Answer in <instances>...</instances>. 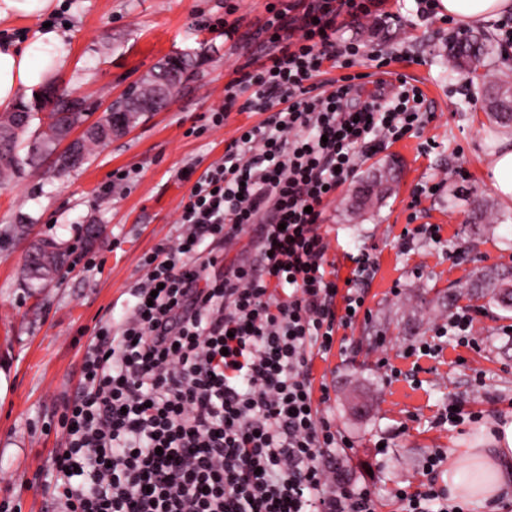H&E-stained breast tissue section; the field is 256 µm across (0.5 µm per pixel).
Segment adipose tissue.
Here are the masks:
<instances>
[{"mask_svg":"<svg viewBox=\"0 0 512 512\" xmlns=\"http://www.w3.org/2000/svg\"><path fill=\"white\" fill-rule=\"evenodd\" d=\"M438 7L469 27L512 13V0H439ZM65 55L62 35L50 28L24 45H0V107L12 106L24 89L47 84ZM488 439L489 447L461 448L448 460L449 486H466L467 502L478 507L512 489V420L500 421Z\"/></svg>","mask_w":512,"mask_h":512,"instance_id":"1","label":"adipose tissue"}]
</instances>
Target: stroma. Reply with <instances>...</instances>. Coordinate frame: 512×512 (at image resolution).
I'll list each match as a JSON object with an SVG mask.
<instances>
[{
  "instance_id": "obj_1",
  "label": "stroma",
  "mask_w": 512,
  "mask_h": 512,
  "mask_svg": "<svg viewBox=\"0 0 512 512\" xmlns=\"http://www.w3.org/2000/svg\"><path fill=\"white\" fill-rule=\"evenodd\" d=\"M268 0H56L47 18L14 14L0 19V42H27L44 22L66 38L67 57L50 82L57 92L84 99L97 120L141 84L164 59L190 56V78L158 112L145 113L125 135L96 147L81 167L56 170L50 154L0 186V512H54L44 475L63 447L62 401L73 394L83 350L95 329L112 318L125 293L143 275L141 259L179 233L178 207L191 185L182 169L205 170L224 155L238 129L257 123L241 93L223 128L212 129V110L223 107L224 87L239 70L256 67L269 46L255 37ZM237 22L224 36V18ZM339 34L364 43L357 72L373 67L369 53H384L426 96L423 128L361 159L355 178L323 214L329 258L339 279L349 277L352 254L377 261L363 285L366 313L336 330L326 357H314V384L331 387L329 413L351 447L336 457L352 482L369 486L377 512H401L398 489L424 482L422 465L434 452L476 443L484 425L512 413V310L475 292V274L512 266V208L487 167L512 129L494 126L485 110L482 75H463L446 64L448 18L417 14V0H384L375 20L347 16ZM384 162L399 179L391 195L362 219H352L350 193L359 178ZM124 189L104 195L115 171ZM490 217L475 227V199ZM438 228L437 240L417 237L411 251L397 241L404 229ZM78 247L95 260L73 262L46 287L23 278L34 241ZM469 308L477 329L473 346L435 338L434 326ZM430 357L412 355L428 341ZM478 423L436 424L449 399ZM387 447H378L379 438Z\"/></svg>"
}]
</instances>
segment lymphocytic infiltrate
<instances>
[{
  "label": "lymphocytic infiltrate",
  "instance_id": "f902f5d3",
  "mask_svg": "<svg viewBox=\"0 0 512 512\" xmlns=\"http://www.w3.org/2000/svg\"><path fill=\"white\" fill-rule=\"evenodd\" d=\"M379 0H269L259 67L224 88L221 127L239 93L263 121L242 129L192 187L181 232L143 258L118 325L85 347L64 403L66 442L48 474L60 512H375L326 455L349 447L314 389L309 355L365 304L377 264L354 256L340 290L321 231L324 210L357 161L418 129L424 98L376 59V92L336 20L372 17ZM340 78L320 81L324 63ZM257 232L258 264L209 273L218 248ZM345 314H338L337 305ZM404 512H461L435 482L397 492Z\"/></svg>",
  "mask_w": 512,
  "mask_h": 512
}]
</instances>
